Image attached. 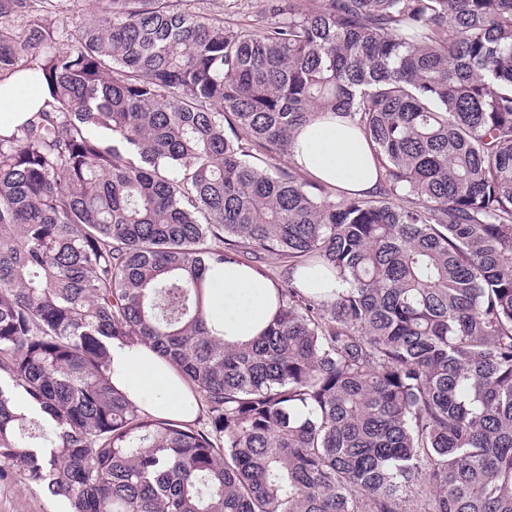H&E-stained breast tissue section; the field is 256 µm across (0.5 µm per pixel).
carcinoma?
I'll return each instance as SVG.
<instances>
[{"label":"carcinoma","mask_w":512,"mask_h":512,"mask_svg":"<svg viewBox=\"0 0 512 512\" xmlns=\"http://www.w3.org/2000/svg\"><path fill=\"white\" fill-rule=\"evenodd\" d=\"M0 0V80L43 56L0 137V463L69 512H512V0H98L72 44ZM331 112L380 179L300 174ZM288 262L249 342L207 269ZM320 265L344 288L302 293ZM190 383L204 428L112 384V341ZM263 0H204V9L209 13L223 14L231 23L270 22L271 18L259 14ZM46 89L30 71L0 82V135L10 136L44 104Z\"/></svg>","instance_id":"cac0c4a2"}]
</instances>
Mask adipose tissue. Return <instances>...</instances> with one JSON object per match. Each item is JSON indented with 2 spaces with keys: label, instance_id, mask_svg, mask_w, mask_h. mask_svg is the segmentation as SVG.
<instances>
[{
  "label": "adipose tissue",
  "instance_id": "1",
  "mask_svg": "<svg viewBox=\"0 0 512 512\" xmlns=\"http://www.w3.org/2000/svg\"><path fill=\"white\" fill-rule=\"evenodd\" d=\"M46 89L32 72L0 81V135H11L44 104ZM292 159L313 178L348 194L373 190L379 181L371 147L348 121L327 114L301 127ZM210 322L229 343L259 335L276 310L273 284L244 265H227L206 273ZM112 382L142 411L157 418L193 422L200 404L185 379L151 348L113 342Z\"/></svg>",
  "mask_w": 512,
  "mask_h": 512
}]
</instances>
